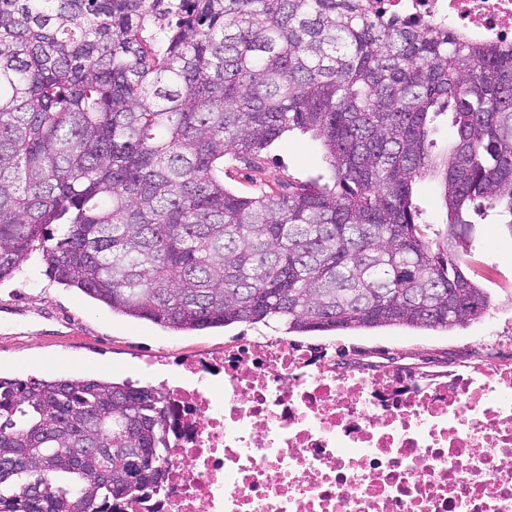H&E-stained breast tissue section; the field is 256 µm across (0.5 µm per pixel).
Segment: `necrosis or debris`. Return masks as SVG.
Instances as JSON below:
<instances>
[{
  "mask_svg": "<svg viewBox=\"0 0 512 512\" xmlns=\"http://www.w3.org/2000/svg\"><path fill=\"white\" fill-rule=\"evenodd\" d=\"M406 25L512 42V0H364ZM162 489L124 512H512V368L431 385L337 374L287 342L184 357Z\"/></svg>",
  "mask_w": 512,
  "mask_h": 512,
  "instance_id": "necrosis-or-debris-1",
  "label": "necrosis or debris"
}]
</instances>
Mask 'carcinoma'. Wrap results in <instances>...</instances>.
Wrapping results in <instances>:
<instances>
[{
	"instance_id": "carcinoma-1",
	"label": "carcinoma",
	"mask_w": 512,
	"mask_h": 512,
	"mask_svg": "<svg viewBox=\"0 0 512 512\" xmlns=\"http://www.w3.org/2000/svg\"><path fill=\"white\" fill-rule=\"evenodd\" d=\"M295 128L332 183L224 186V158ZM487 210L512 228V43L362 0H0V280L36 248L57 283L172 331L448 330L490 307L458 264ZM171 416L155 387L0 377V451L23 452L0 512H121L162 481ZM431 126L433 127L431 151L434 154H446L448 146L453 143V129L450 126L448 113L435 117ZM413 199L423 213V224H431V231H444L447 218L437 181L431 178L418 181L413 189Z\"/></svg>"
}]
</instances>
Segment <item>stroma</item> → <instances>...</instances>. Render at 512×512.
<instances>
[{
    "instance_id": "35a3bbf8",
    "label": "stroma",
    "mask_w": 512,
    "mask_h": 512,
    "mask_svg": "<svg viewBox=\"0 0 512 512\" xmlns=\"http://www.w3.org/2000/svg\"><path fill=\"white\" fill-rule=\"evenodd\" d=\"M330 177L321 140L297 129L284 133L254 161L224 162L225 185L242 196L262 187L284 192L292 183ZM460 266L491 297L487 313L463 327L289 334L272 322L174 332L113 314L79 290L57 283L34 252L21 273L0 280V375L96 377L160 388L176 377L174 358L218 353L239 340L261 337L328 350L340 370L404 365L435 382L453 370L482 372L512 363V228L492 213L477 219Z\"/></svg>"
}]
</instances>
